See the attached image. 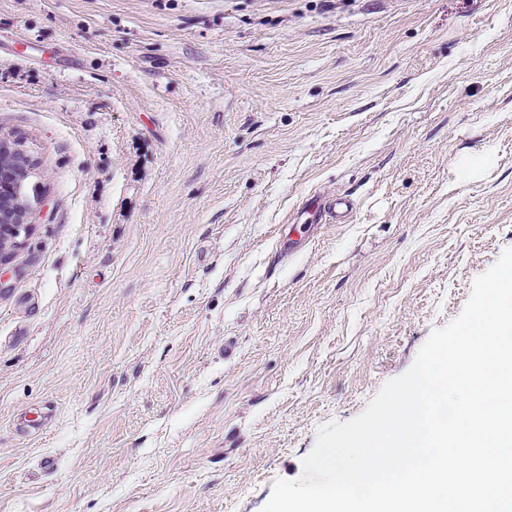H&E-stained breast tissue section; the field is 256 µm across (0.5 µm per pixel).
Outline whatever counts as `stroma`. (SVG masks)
<instances>
[{"label": "stroma", "mask_w": 512, "mask_h": 512, "mask_svg": "<svg viewBox=\"0 0 512 512\" xmlns=\"http://www.w3.org/2000/svg\"><path fill=\"white\" fill-rule=\"evenodd\" d=\"M0 136V512H262L512 248V0H0ZM34 169L21 140L0 137V264L29 234L34 208L26 186Z\"/></svg>", "instance_id": "35a3bbf8"}]
</instances>
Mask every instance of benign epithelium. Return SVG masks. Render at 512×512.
Here are the masks:
<instances>
[{"label": "benign epithelium", "instance_id": "obj_1", "mask_svg": "<svg viewBox=\"0 0 512 512\" xmlns=\"http://www.w3.org/2000/svg\"><path fill=\"white\" fill-rule=\"evenodd\" d=\"M34 169L22 141L0 137V262L29 234L34 208L26 186Z\"/></svg>", "mask_w": 512, "mask_h": 512}]
</instances>
